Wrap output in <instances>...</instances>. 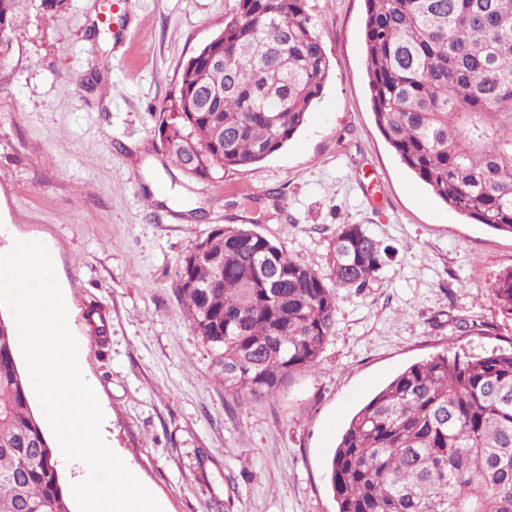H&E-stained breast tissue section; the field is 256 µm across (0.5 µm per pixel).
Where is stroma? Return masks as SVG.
<instances>
[{
  "mask_svg": "<svg viewBox=\"0 0 512 512\" xmlns=\"http://www.w3.org/2000/svg\"><path fill=\"white\" fill-rule=\"evenodd\" d=\"M27 0L0 55V250L48 242L106 444L166 512H336L328 465L353 414L407 365L512 337L488 290L512 235L465 220L401 163L374 122L364 0H308L330 62L307 123L223 179L186 176L157 134L182 64L237 0ZM244 224L323 276L337 225L390 261L336 291L317 365L241 404L175 291L182 256Z\"/></svg>",
  "mask_w": 512,
  "mask_h": 512,
  "instance_id": "obj_1",
  "label": "stroma"
}]
</instances>
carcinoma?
Listing matches in <instances>:
<instances>
[{
  "label": "carcinoma",
  "mask_w": 512,
  "mask_h": 512,
  "mask_svg": "<svg viewBox=\"0 0 512 512\" xmlns=\"http://www.w3.org/2000/svg\"><path fill=\"white\" fill-rule=\"evenodd\" d=\"M21 0H0V49ZM224 66L199 47L158 115L171 161L198 180L284 148L330 65L307 0H238ZM375 123L448 208L512 234V0H365ZM326 279L244 224L198 240L175 288L215 351L224 387L262 402L315 366L336 324L337 288L366 287L390 248L339 224ZM489 296L512 318V269ZM14 325L0 316V512H69L54 449L30 406ZM337 512H512V347L413 363L350 419L329 465Z\"/></svg>",
  "instance_id": "obj_1"
}]
</instances>
